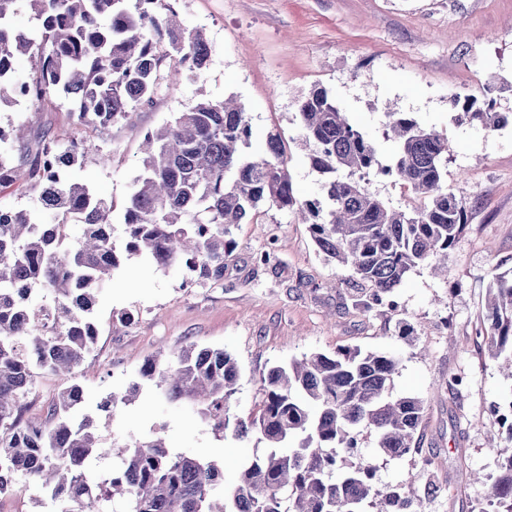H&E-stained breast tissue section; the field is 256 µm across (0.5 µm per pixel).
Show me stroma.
Listing matches in <instances>:
<instances>
[{"label":"stroma","instance_id":"35a3bbf8","mask_svg":"<svg viewBox=\"0 0 512 512\" xmlns=\"http://www.w3.org/2000/svg\"><path fill=\"white\" fill-rule=\"evenodd\" d=\"M174 8L184 28L206 32L210 61L201 78L162 87L152 107L136 109L131 123L109 133L74 126L61 99L38 112L17 103L0 111V123L87 142L69 175L111 201L117 222L145 132L200 96L232 95L246 110L252 149L268 132H280L295 193L311 200L324 176L296 143L298 102L320 85L383 155L394 150L384 137L390 110L447 138L448 188L466 193L468 221L448 252L447 279L417 267L393 291L392 306L368 312L352 306L349 270L318 253L308 225L288 210L264 207L232 227L223 275L200 284L185 286L179 269L128 257L97 299V342L72 378L85 392L86 411L124 389L147 359L189 344L236 359L240 378L230 411L244 417L256 412L259 380L273 366L340 347L392 352L399 358L394 395L424 403L420 448L387 458L365 433L350 463L370 460L381 490L409 479L436 486L426 512H488V477L498 461L489 438L512 411V375L489 356L482 313L489 269L512 268V123L494 131L459 123L448 100L471 96L512 114V0H176ZM267 249L269 261L259 262ZM123 312L132 320L120 321ZM452 375L464 378L455 393L448 390ZM63 386L39 373L25 399L26 418L45 421ZM112 421L128 442L157 429L173 450L224 458L228 484L244 458L266 451L259 437L218 438L182 410H155L147 389ZM0 512H57V505L46 489L23 483L0 496Z\"/></svg>","mask_w":512,"mask_h":512}]
</instances>
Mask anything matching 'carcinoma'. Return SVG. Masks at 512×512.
<instances>
[{"label": "carcinoma", "mask_w": 512, "mask_h": 512, "mask_svg": "<svg viewBox=\"0 0 512 512\" xmlns=\"http://www.w3.org/2000/svg\"><path fill=\"white\" fill-rule=\"evenodd\" d=\"M26 3L40 26L34 37L14 25ZM173 0H0V105L25 102L41 110L54 97L71 103L75 125L98 132L131 121L153 105L162 85L183 70L202 74L209 57L203 30L176 20ZM28 59L26 71L17 61ZM460 122L492 131L509 117L453 96ZM302 141L316 171L327 175L322 197L300 200L287 170L280 134L247 154L252 129L244 108L231 100L201 99L143 138L139 174L122 214L124 251L114 241L112 204L76 182L66 169L85 147L48 132L30 140L20 123L0 126V193L28 188L40 207L0 208V495L15 491L13 477L49 490L59 512H102L125 498L130 512H425L410 485L385 490L373 467L341 470L343 453L366 431L384 456L418 449L423 401L391 396L398 359L386 353L339 348L312 352L277 365L260 379L257 412L232 417L229 404L240 377L236 359L222 348L191 344L170 359L145 361L123 391L98 405L108 411L131 403L143 386L156 403L187 408L216 435L233 429L260 436L269 451L251 457L233 486L224 465L174 452L160 436L133 445L110 438L109 424L81 412L78 384L59 393L44 423L23 419V401L35 375L70 376L97 340V296L122 253L161 269L180 268L191 282L224 274L233 248L231 227L260 207L301 213L318 251L370 288L382 305L414 268L448 272V250L466 225L467 202L448 191V140L398 112L386 113L396 152L382 160L374 142L353 125L333 94L313 87L298 102ZM390 176L413 194L406 210L389 207L367 187L371 173ZM73 216L82 235L71 240ZM485 320L489 355L512 369V270H491ZM500 431L491 477V512H512V423ZM101 456L116 459L106 475L91 471ZM340 475H335V472Z\"/></svg>", "instance_id": "cac0c4a2"}]
</instances>
